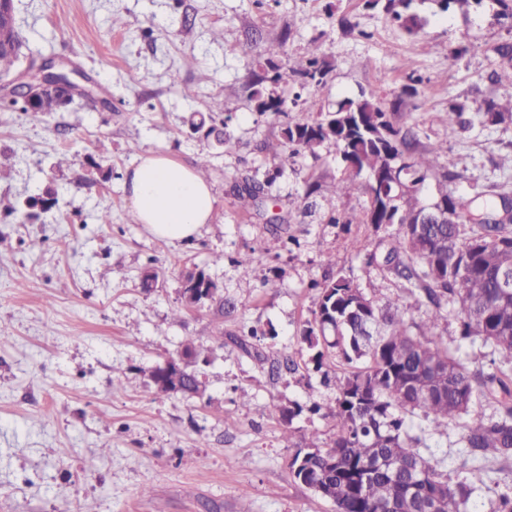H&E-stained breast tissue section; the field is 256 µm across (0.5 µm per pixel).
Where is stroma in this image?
<instances>
[{"mask_svg":"<svg viewBox=\"0 0 512 512\" xmlns=\"http://www.w3.org/2000/svg\"><path fill=\"white\" fill-rule=\"evenodd\" d=\"M14 5L23 42L15 73L59 57L111 105L77 98L47 115L0 110V152L12 157L0 168V512H334L288 468L310 429L325 443L335 433L332 419L308 410L310 392L324 402L335 396L299 343L317 308L311 283L330 269L361 285L375 280L414 324L427 307L399 280L367 271L368 254L383 255L390 230L342 223L370 197L359 187L335 193L351 170L333 143L314 158L281 162L262 152L265 140L314 115L256 111L251 82L270 73L260 54L282 44L275 63L288 73L318 41L330 64L323 84L287 78L269 92L328 105L377 91L394 102V125L415 130L422 147L446 142L440 164L456 176L451 188L472 196L512 185V172L497 166L512 152V126L451 135L438 117L449 100L490 93L493 49L512 27L496 21L494 0L465 15L438 13L426 0L428 23L414 37L365 0ZM345 19L357 30L344 29ZM461 46L465 54L452 58ZM186 86L194 97L183 96ZM214 100L224 104L214 119L226 122L232 141L225 152L188 124ZM149 150L208 162L200 175L217 198L213 219L179 246L135 223L122 189L126 169ZM252 181L266 184L272 211L239 209L236 190ZM50 183L56 205L18 223L14 207ZM105 206L108 224L98 220ZM357 238L366 244L360 254ZM246 254L254 262L245 277L236 262ZM199 269L218 294L183 309L184 278ZM148 272L156 275L149 284ZM254 327L268 339H250ZM189 340L208 358L199 367L204 396L157 393L151 370L178 358ZM285 356L298 372L273 371ZM288 407L297 413L287 426L279 411ZM286 426L290 448L281 440Z\"/></svg>","mask_w":512,"mask_h":512,"instance_id":"1","label":"stroma"}]
</instances>
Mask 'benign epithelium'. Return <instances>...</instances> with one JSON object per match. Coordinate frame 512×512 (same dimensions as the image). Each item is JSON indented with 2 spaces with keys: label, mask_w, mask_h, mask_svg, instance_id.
<instances>
[{
  "label": "benign epithelium",
  "mask_w": 512,
  "mask_h": 512,
  "mask_svg": "<svg viewBox=\"0 0 512 512\" xmlns=\"http://www.w3.org/2000/svg\"><path fill=\"white\" fill-rule=\"evenodd\" d=\"M78 71L60 58H46L19 74L13 81L0 89L3 96L17 101L19 108L36 109L38 99L46 92L59 88L71 94L86 97L94 95L93 85L89 81L79 83L74 80ZM198 355L182 356L181 359L166 362L154 378L156 390L161 394L181 393L201 397L205 384L195 365Z\"/></svg>",
  "instance_id": "obj_1"
}]
</instances>
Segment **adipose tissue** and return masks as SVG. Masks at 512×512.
Segmentation results:
<instances>
[{"mask_svg":"<svg viewBox=\"0 0 512 512\" xmlns=\"http://www.w3.org/2000/svg\"><path fill=\"white\" fill-rule=\"evenodd\" d=\"M136 223L177 245L210 223L216 203L212 187L190 166L152 152L141 155L124 175Z\"/></svg>","mask_w":512,"mask_h":512,"instance_id":"obj_1","label":"adipose tissue"}]
</instances>
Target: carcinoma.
<instances>
[{
    "instance_id": "carcinoma-1",
    "label": "carcinoma",
    "mask_w": 512,
    "mask_h": 512,
    "mask_svg": "<svg viewBox=\"0 0 512 512\" xmlns=\"http://www.w3.org/2000/svg\"><path fill=\"white\" fill-rule=\"evenodd\" d=\"M426 0H366L380 7L409 34L427 22L418 11ZM444 11L462 14L482 0H436ZM330 69L321 48L311 42L292 75L301 85L318 86ZM497 92L464 118L467 106L448 101L441 124L455 128L512 125V82L503 85L498 72L489 76ZM272 97L260 87L253 92L256 109L274 114L297 106ZM318 118L286 127L262 151L276 160L318 155L332 142L353 177L340 180L336 191L355 188L366 174L370 206L338 224L395 227L381 263L368 264L401 280L403 288L430 307L427 320L413 332L398 304L381 305L373 281L361 288L336 274L320 288L313 320L300 334L315 369L324 377L340 360L349 366L334 375V405L313 403L334 420L336 438L321 443L312 429L291 462L294 480L317 494L327 493L335 512H478L473 493L492 472L494 463L512 461V288L501 287L502 274L512 273V196L494 184L483 206L448 190L453 175L437 181V200L428 208L418 193L437 170L445 146L417 150L414 135L393 125L374 90L346 98L330 108L311 103ZM240 206L256 208L266 198L260 183L237 190ZM446 210L451 224H427L429 214ZM456 307L459 343L489 349L490 367H472L433 333L441 311ZM457 431L462 474L451 477V462L432 451L435 436Z\"/></svg>"
}]
</instances>
